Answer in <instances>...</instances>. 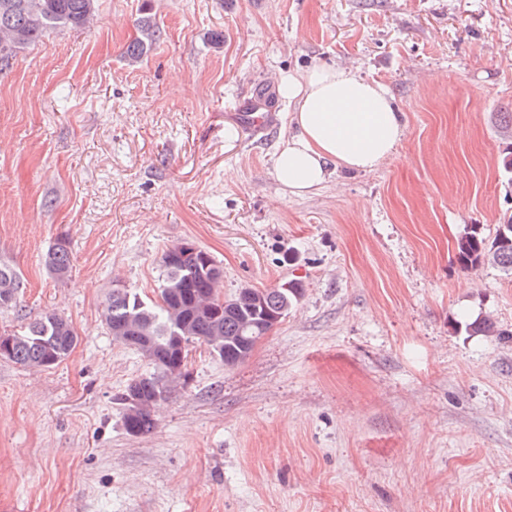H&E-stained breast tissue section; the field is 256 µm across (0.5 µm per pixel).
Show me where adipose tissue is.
Segmentation results:
<instances>
[{
  "instance_id": "ef3b65f1",
  "label": "adipose tissue",
  "mask_w": 512,
  "mask_h": 512,
  "mask_svg": "<svg viewBox=\"0 0 512 512\" xmlns=\"http://www.w3.org/2000/svg\"><path fill=\"white\" fill-rule=\"evenodd\" d=\"M279 93L292 105L295 129L274 159L290 194L324 183L329 166L371 171L390 158L403 125L386 86L347 68L312 67L283 74Z\"/></svg>"
}]
</instances>
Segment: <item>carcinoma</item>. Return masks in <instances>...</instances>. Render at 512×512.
Returning <instances> with one entry per match:
<instances>
[{"mask_svg": "<svg viewBox=\"0 0 512 512\" xmlns=\"http://www.w3.org/2000/svg\"><path fill=\"white\" fill-rule=\"evenodd\" d=\"M97 0H0V65L17 50L40 42L49 32L85 26L96 12ZM141 36L131 41L125 54L132 62L143 59L162 31L149 16L141 21ZM501 126L507 146L502 167L512 173V114ZM176 248L180 256L163 253L164 277L158 300L148 301L124 288H114L106 298L103 322L116 340L135 349L153 367L149 374L131 380L119 397L128 434L141 436L152 430V408L169 398L187 379V348L193 341L210 354L234 366L247 360L256 344L280 323L302 297L295 281L275 288L238 290L226 296L221 290L223 270L212 255L194 240ZM458 261L466 266L491 263L512 277V214H504L496 235L485 237L473 225L456 241ZM50 274L64 279L71 269V253L60 239L46 255ZM23 288L19 271L0 262V309L16 305ZM78 343L76 327L59 314H46L23 330L0 334V359L20 367L50 368L64 361Z\"/></svg>", "mask_w": 512, "mask_h": 512, "instance_id": "cac0c4a2", "label": "carcinoma"}]
</instances>
